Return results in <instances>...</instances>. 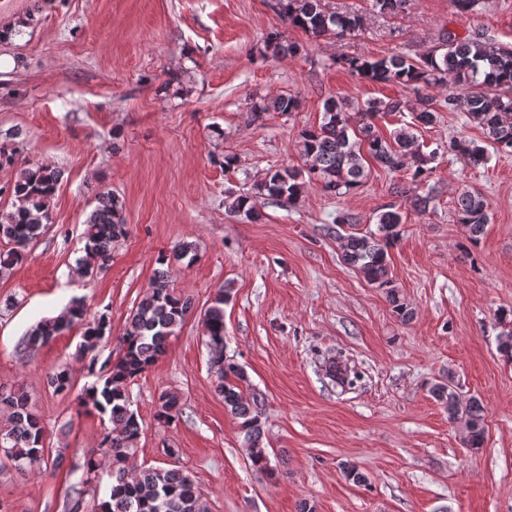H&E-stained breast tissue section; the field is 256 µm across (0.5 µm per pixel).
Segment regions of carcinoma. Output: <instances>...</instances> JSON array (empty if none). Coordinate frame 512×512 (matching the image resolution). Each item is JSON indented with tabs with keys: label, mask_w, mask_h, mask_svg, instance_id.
Wrapping results in <instances>:
<instances>
[{
	"label": "carcinoma",
	"mask_w": 512,
	"mask_h": 512,
	"mask_svg": "<svg viewBox=\"0 0 512 512\" xmlns=\"http://www.w3.org/2000/svg\"><path fill=\"white\" fill-rule=\"evenodd\" d=\"M279 13L289 25L318 39L341 36L362 26L357 13H337L326 8L323 0H277ZM267 46L282 55L296 53L297 46L274 32ZM336 65L356 73L365 80L381 84L411 87L417 94L414 109L416 124L429 126L436 122L439 108L461 112L469 123L480 128L485 144L459 139L450 148L474 166L485 164L489 151L512 153V49L505 48L480 33L460 37L445 33L439 45L418 58L392 54L378 58L348 57ZM438 88L448 92L439 105L422 89ZM299 101L294 97H277L256 112L295 111ZM405 103L397 98L369 99L356 107L359 120L351 123L346 104L330 97L324 102L323 122L301 131L299 150L308 162V181L293 168L267 174L258 195L232 197L228 210L256 222L260 220L258 196L265 195L291 207L302 196L307 183L319 185L337 197L360 188L368 176L366 164L373 161L397 172L406 166L413 169L412 180L428 178V164L436 151L423 153L416 145L413 127L406 126L384 137L375 129L373 119L381 114L404 111ZM0 166L17 167L14 183L0 189V196L12 198V210H0V277H4L25 257L27 245L40 238L51 223V202L61 181V171L50 165L29 164L19 160L13 148L0 147ZM123 203L110 191L96 197V206L85 222L83 238L86 259L84 272L104 267L110 259L112 243L125 237ZM456 221L465 225L470 239H477L489 223V204L478 192L464 190L455 200ZM401 215L385 211L378 216L376 230L342 235V260L358 271L367 283L385 290L394 313L402 322L411 319L412 311L392 285L388 247L399 237ZM229 292L219 290L204 311L202 323L209 362L216 373V393L224 406L240 420L244 443L252 467L269 476L275 474L270 453L264 443V397L252 388L241 365L224 353V304ZM192 310V301L170 288L164 271L155 273L149 289L132 309L120 341L115 361H107L96 380L77 395L78 407L108 419L99 445L84 457L83 479L108 470L112 480L109 499L98 504L97 512H208L195 480L178 468L150 467L130 474L127 462L144 432V423L132 409L128 385L165 352L170 336L181 327ZM82 300L71 301L60 316L44 319L30 329L25 347L35 349L50 342L62 331L75 325L85 327L80 352L94 351L110 334L105 316L90 322ZM54 392L68 395L73 389L70 373L57 372L52 378ZM431 396L448 410V416L464 421L465 441L470 448L482 446L485 434L484 408L475 398L462 402L452 379L438 381L429 388ZM183 414L179 396L171 392L159 395L154 418L170 425ZM0 451L13 467L25 474L26 468L49 460L45 429L39 414L25 393L0 387Z\"/></svg>",
	"instance_id": "carcinoma-1"
}]
</instances>
